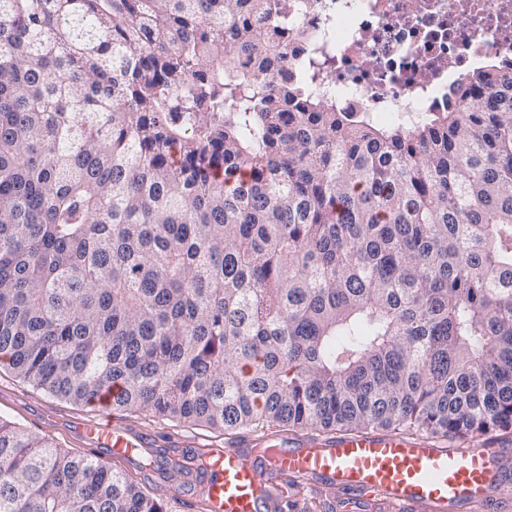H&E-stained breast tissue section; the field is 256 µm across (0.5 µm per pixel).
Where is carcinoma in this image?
Returning <instances> with one entry per match:
<instances>
[{
	"instance_id": "carcinoma-1",
	"label": "carcinoma",
	"mask_w": 512,
	"mask_h": 512,
	"mask_svg": "<svg viewBox=\"0 0 512 512\" xmlns=\"http://www.w3.org/2000/svg\"><path fill=\"white\" fill-rule=\"evenodd\" d=\"M284 0H0V363L219 430L512 433V69L379 128ZM0 512H168L0 419Z\"/></svg>"
}]
</instances>
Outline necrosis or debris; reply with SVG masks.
Listing matches in <instances>:
<instances>
[{"label": "necrosis or debris", "instance_id": "4bbe7bcc", "mask_svg": "<svg viewBox=\"0 0 512 512\" xmlns=\"http://www.w3.org/2000/svg\"><path fill=\"white\" fill-rule=\"evenodd\" d=\"M288 62L332 108L411 125L458 108L477 72L512 65V0H288Z\"/></svg>", "mask_w": 512, "mask_h": 512}]
</instances>
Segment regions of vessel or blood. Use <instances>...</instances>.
I'll return each mask as SVG.
<instances>
[{
    "mask_svg": "<svg viewBox=\"0 0 512 512\" xmlns=\"http://www.w3.org/2000/svg\"><path fill=\"white\" fill-rule=\"evenodd\" d=\"M84 424L91 446L113 454L152 447L147 432L110 416ZM186 466L199 472L198 495L208 512H279L288 479L312 493L351 498L357 512H512L501 491L512 480V447L451 448L427 436L391 433L326 436L304 433L289 442L274 435L241 436L217 447L181 443Z\"/></svg>",
    "mask_w": 512,
    "mask_h": 512,
    "instance_id": "b4317fda",
    "label": "vessel or blood"
}]
</instances>
